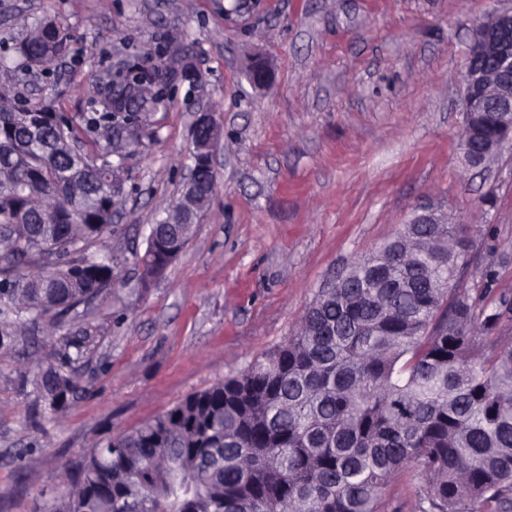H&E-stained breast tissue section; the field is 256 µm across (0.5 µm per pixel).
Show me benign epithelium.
<instances>
[{
	"label": "benign epithelium",
	"instance_id": "1",
	"mask_svg": "<svg viewBox=\"0 0 512 512\" xmlns=\"http://www.w3.org/2000/svg\"><path fill=\"white\" fill-rule=\"evenodd\" d=\"M469 64L464 74V112L495 114V133L485 141L477 154L463 152L472 168L483 166L502 145L512 142V6L496 9L472 31L468 48ZM251 82L257 88L272 80L269 66L261 61L249 69ZM211 129L210 137L195 144L196 161L201 168L213 169L214 156L220 146L218 124L209 112H199L193 129L202 125ZM413 224H446L448 214L430 203L417 206L412 212Z\"/></svg>",
	"mask_w": 512,
	"mask_h": 512
}]
</instances>
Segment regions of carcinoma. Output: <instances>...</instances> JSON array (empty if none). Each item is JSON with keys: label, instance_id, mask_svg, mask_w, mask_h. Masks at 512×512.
I'll return each instance as SVG.
<instances>
[{"label": "carcinoma", "instance_id": "obj_1", "mask_svg": "<svg viewBox=\"0 0 512 512\" xmlns=\"http://www.w3.org/2000/svg\"><path fill=\"white\" fill-rule=\"evenodd\" d=\"M67 34L43 19L15 47L25 78L49 69ZM123 64L152 84L134 96L110 73L91 111L20 107L0 91V299L20 321L75 308L112 287V263L82 244L112 224L125 187L112 181V139L126 156L141 121L174 86L202 78L188 55L148 50ZM90 148H77L81 134ZM202 184L193 219L216 192ZM139 263L162 276L191 224L158 222ZM464 224H405L321 289L287 341L242 373L192 393L93 449L68 493L44 512H380L387 488L415 470V512H512V345L496 334L512 301L456 284ZM53 414L76 380H38Z\"/></svg>", "mask_w": 512, "mask_h": 512}]
</instances>
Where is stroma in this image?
<instances>
[{
    "label": "stroma",
    "instance_id": "1",
    "mask_svg": "<svg viewBox=\"0 0 512 512\" xmlns=\"http://www.w3.org/2000/svg\"><path fill=\"white\" fill-rule=\"evenodd\" d=\"M496 0H0V56L37 21L69 34L56 66L15 90L27 104L86 111L129 48L177 34L202 86L148 115L125 163L112 230L87 244L113 258L111 290L10 327L0 347V512H42L95 445L235 376L286 342L319 289L388 242L427 201L467 225L462 288L512 298V144L463 160L462 78L472 28ZM272 85H250L251 57ZM223 129L217 189L178 258L150 285L137 258L181 194L196 111ZM60 369L78 387L57 415L35 385Z\"/></svg>",
    "mask_w": 512,
    "mask_h": 512
}]
</instances>
